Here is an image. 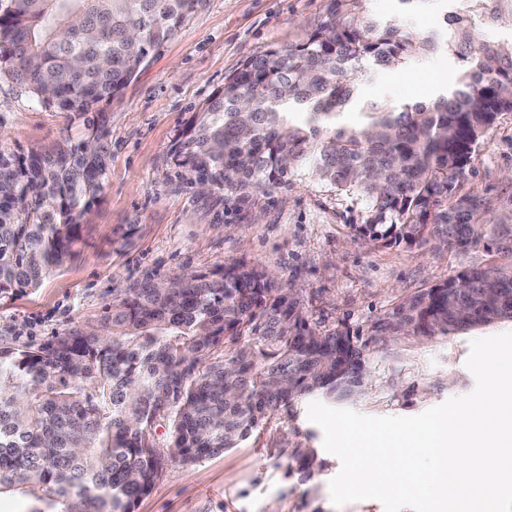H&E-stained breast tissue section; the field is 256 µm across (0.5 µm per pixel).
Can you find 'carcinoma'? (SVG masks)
<instances>
[{
    "label": "carcinoma",
    "instance_id": "obj_1",
    "mask_svg": "<svg viewBox=\"0 0 512 512\" xmlns=\"http://www.w3.org/2000/svg\"><path fill=\"white\" fill-rule=\"evenodd\" d=\"M10 2L0 75L42 107L83 117L119 95L203 0ZM467 3L441 42L361 16V0H330L302 41L224 77L191 113L171 163L218 192L286 187L307 168L365 199L364 223L352 228L375 244L492 239L496 225L459 188L485 131L512 112V42L476 39L477 26L512 20V0ZM440 49L465 63L447 92L429 103H368L360 125L341 123L364 63L405 70ZM109 137L88 118L76 143L27 156L0 150V294L39 287L70 257L104 189ZM501 320L512 321V263L405 296L370 331L385 340ZM222 341L235 348L213 356ZM366 376L359 336L320 328L262 265L146 281L112 300L95 327L0 349V494L31 498L30 512H135L168 463L236 448L280 407L352 397Z\"/></svg>",
    "mask_w": 512,
    "mask_h": 512
}]
</instances>
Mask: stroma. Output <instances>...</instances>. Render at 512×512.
Wrapping results in <instances>:
<instances>
[{"label": "stroma", "instance_id": "1", "mask_svg": "<svg viewBox=\"0 0 512 512\" xmlns=\"http://www.w3.org/2000/svg\"><path fill=\"white\" fill-rule=\"evenodd\" d=\"M329 0H204L178 33L152 52L115 99L97 104L111 132L104 189L81 219L71 257L39 288L0 296V348L39 345L64 331L97 324L113 299L146 280L207 272L246 261L275 272L302 295L314 320L361 334L368 374L364 390L343 400L369 416H414L471 393L470 342L512 331L502 321L432 336L376 342L374 319L399 298L468 269L512 261L504 242L464 249L431 238L415 245H374L355 235L364 214L359 196L311 176L289 187L245 194L203 193L180 178L169 148L190 112L249 57L300 42ZM464 0H361L365 17L401 31L443 34ZM463 67L439 50L409 69L364 65L355 76L360 102L399 105L433 100L416 92L425 75L454 85ZM83 123L42 107L23 87L0 77V150L47 152L79 141ZM461 191L481 200L488 224L512 225V112L483 135ZM308 399L266 418L239 447L192 465L168 464L135 512H385L368 499L334 507L329 482L341 467L307 418ZM317 461L300 469L301 451Z\"/></svg>", "mask_w": 512, "mask_h": 512}]
</instances>
